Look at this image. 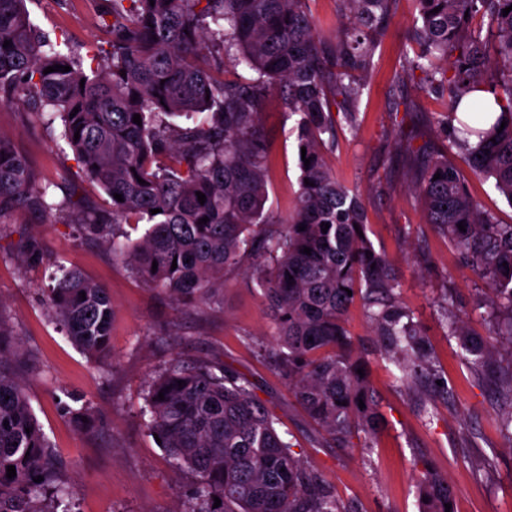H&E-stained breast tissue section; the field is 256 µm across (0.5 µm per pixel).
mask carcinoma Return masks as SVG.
Wrapping results in <instances>:
<instances>
[{
  "mask_svg": "<svg viewBox=\"0 0 512 512\" xmlns=\"http://www.w3.org/2000/svg\"><path fill=\"white\" fill-rule=\"evenodd\" d=\"M107 2L109 49L85 63L45 38L26 0H0V101H21L37 117L53 108L82 171L111 197L103 212L73 194L56 202L49 186L36 183L29 158L0 137V216L24 210L76 223L85 236L110 245L143 283L176 301L219 302L224 275L253 258L274 326L267 355L296 401L334 444L376 437L386 421L368 377L357 373L365 363L350 349L348 307L362 301L383 354L404 379L427 374L431 364L424 330L397 301L394 267L368 236H359L367 226L362 194L336 178L323 151L336 142L334 113L355 126L398 0H339V27L330 39L315 29L313 0ZM412 2L409 39L419 52L404 58L402 70L420 71L419 89L448 97L449 111L430 123L423 146L413 148V135L401 130L394 144L406 155L429 222L485 282L502 316L480 342L470 339L465 319L447 324L505 402L499 427L512 441V362L492 365L498 337L512 346V224L498 223L448 163V152L458 150L512 204V11L502 14L512 0ZM478 17L490 21L485 37L472 28ZM54 65L71 70L44 73ZM275 92L299 116L297 148H306L310 160L308 166L298 160L299 190L285 220L265 211L272 145L261 115ZM183 115L190 122L171 121ZM204 217L208 222L199 223ZM120 224L148 228L129 244L119 240ZM306 247L311 254L303 253ZM20 260L43 262L39 244L24 242ZM46 304L82 351L93 357L111 351L112 299L102 285L67 269ZM22 354L0 316V512H71L69 487L59 480V463L12 368ZM142 414L175 464L196 476L185 512H350L274 427L254 383L222 362L171 358L149 378ZM74 416L84 430H97L89 406ZM9 466L16 470L11 479ZM37 476L43 481H33ZM418 492L428 499L423 512H445L453 503L448 480L429 467L419 474Z\"/></svg>",
  "mask_w": 512,
  "mask_h": 512,
  "instance_id": "1",
  "label": "carcinoma"
}]
</instances>
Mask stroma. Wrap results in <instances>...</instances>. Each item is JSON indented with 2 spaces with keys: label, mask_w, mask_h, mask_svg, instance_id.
Here are the masks:
<instances>
[{
  "label": "stroma",
  "mask_w": 512,
  "mask_h": 512,
  "mask_svg": "<svg viewBox=\"0 0 512 512\" xmlns=\"http://www.w3.org/2000/svg\"><path fill=\"white\" fill-rule=\"evenodd\" d=\"M103 0H28L33 23L51 40L68 43L78 56L105 47L98 22ZM411 0H400L386 37L377 48L358 107L356 129L336 127V144L325 160L345 185L360 190L367 210V235L399 273L400 303L412 310L426 335L434 363V385L415 380L402 388L400 370L380 352V342L362 303L347 312L356 352L368 363L369 380L387 425L364 447H329L288 391V382L261 355L273 326L249 266L228 274L220 304L176 303L145 287L111 249L79 239L71 224L50 223L16 213L0 222V311L26 354L22 374L33 412L54 453L62 478L74 489V512H182L195 477L172 462L140 416L146 380L172 355L218 358L257 386L256 393L276 429L297 455L318 471L350 512H420L416 481L423 466L446 477L455 492L454 512H512V442L498 417L502 400L492 392L441 320L445 298L468 313L470 329L486 334L492 312L482 279L464 268L457 249L428 224L404 178L403 158L387 132L403 98L419 110L405 127H423L448 109V100L423 94L416 81H399V65L411 46ZM273 144L267 210L286 218L299 189L296 119L279 96L262 116ZM60 122L29 114L21 104H0V135L15 141L33 161L40 184L56 200L68 190L109 209L106 193L85 177L60 136ZM469 193L499 223L512 224V205L477 177L460 153L449 156ZM32 237L44 251L43 264L29 267L16 254ZM77 268L105 286L112 297V351L95 360L75 347L45 304L57 268ZM90 403L100 422L88 433L63 416L62 405Z\"/></svg>",
  "instance_id": "35a3bbf8"
}]
</instances>
